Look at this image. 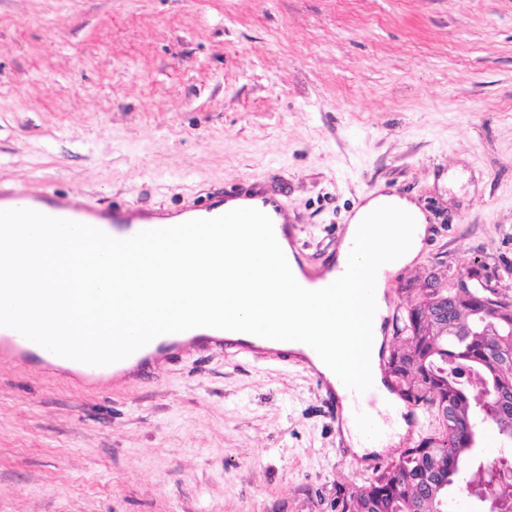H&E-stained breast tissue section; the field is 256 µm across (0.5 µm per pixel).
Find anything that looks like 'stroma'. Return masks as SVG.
<instances>
[{
    "label": "stroma",
    "mask_w": 512,
    "mask_h": 512,
    "mask_svg": "<svg viewBox=\"0 0 512 512\" xmlns=\"http://www.w3.org/2000/svg\"><path fill=\"white\" fill-rule=\"evenodd\" d=\"M253 179L312 268L359 204L416 203L397 317L477 263L512 298V0H0V189L156 212ZM373 475L290 361L90 389L0 359V512H331Z\"/></svg>",
    "instance_id": "obj_1"
}]
</instances>
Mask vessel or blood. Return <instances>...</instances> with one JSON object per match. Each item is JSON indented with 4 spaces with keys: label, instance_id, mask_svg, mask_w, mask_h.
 Returning <instances> with one entry per match:
<instances>
[{
    "label": "vessel or blood",
    "instance_id": "obj_1",
    "mask_svg": "<svg viewBox=\"0 0 512 512\" xmlns=\"http://www.w3.org/2000/svg\"><path fill=\"white\" fill-rule=\"evenodd\" d=\"M2 203L11 209H31L52 217L85 223L119 239L132 237L147 229L169 227L192 219L213 218L235 208L252 207L271 218L277 240L286 243L284 254L289 265L295 267L301 263L302 247L298 227L288 215L285 196L282 191L265 182H238L225 188L224 192L211 195L204 204L193 203L175 213L147 214L132 206L110 210L64 206L49 203L46 196L39 193L2 194ZM188 347L203 351L221 350L257 361L289 359L306 370L314 368L308 355L288 350L286 342L206 327L159 336L127 357L126 362L136 369L145 365L155 366L170 360L177 352ZM40 350V345L16 330L0 327V355L26 363L35 358ZM320 387L332 417L350 419L363 440L375 444L388 417L387 403L377 389L372 388L362 394L348 390L340 396L336 393L335 382L325 377L321 378Z\"/></svg>",
    "mask_w": 512,
    "mask_h": 512
}]
</instances>
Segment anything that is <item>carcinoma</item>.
Returning a JSON list of instances; mask_svg holds the SVG:
<instances>
[{"label": "carcinoma", "mask_w": 512, "mask_h": 512, "mask_svg": "<svg viewBox=\"0 0 512 512\" xmlns=\"http://www.w3.org/2000/svg\"><path fill=\"white\" fill-rule=\"evenodd\" d=\"M400 333L388 372L409 401L434 409L439 428L358 490L338 494L341 512H450L458 493L488 512H512V452L484 459L468 431L490 419L512 445V305L481 288L459 295L426 283Z\"/></svg>", "instance_id": "1"}]
</instances>
